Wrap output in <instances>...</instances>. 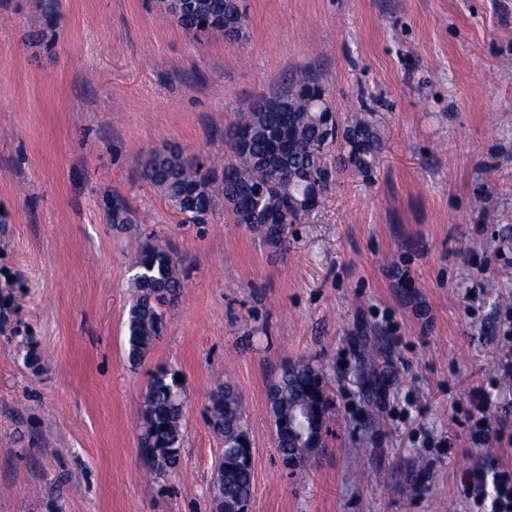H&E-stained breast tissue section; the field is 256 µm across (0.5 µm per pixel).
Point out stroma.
I'll return each mask as SVG.
<instances>
[{"instance_id": "stroma-1", "label": "stroma", "mask_w": 512, "mask_h": 512, "mask_svg": "<svg viewBox=\"0 0 512 512\" xmlns=\"http://www.w3.org/2000/svg\"><path fill=\"white\" fill-rule=\"evenodd\" d=\"M242 40H196L155 0H0V512H210L224 443L205 422L241 395L249 512H477L476 463L512 469V0H246ZM301 73L340 124L372 112L383 147L264 246L216 208L197 223L142 177L153 150L207 162L224 128ZM116 196L131 224H111ZM490 199L491 212L478 202ZM185 286L139 366L125 354L131 244ZM37 354L32 365L19 348ZM322 367L333 407L304 468L267 406L283 367ZM179 372L180 464L147 476L151 374ZM503 437L471 441L481 414Z\"/></svg>"}]
</instances>
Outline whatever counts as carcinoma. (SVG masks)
<instances>
[{"mask_svg":"<svg viewBox=\"0 0 512 512\" xmlns=\"http://www.w3.org/2000/svg\"><path fill=\"white\" fill-rule=\"evenodd\" d=\"M186 33L200 37L220 32L233 41L244 35L247 13L242 0H158ZM324 89L303 76L280 95L256 101L235 117L225 130L233 159L224 163L223 197L211 189L216 173L174 148L152 151L142 163L145 180L183 214L204 218L219 204L256 233L270 248L286 246L288 225L305 214L301 203L315 184L326 190L333 181L328 153L337 147L355 170L366 172L380 150L382 136L373 113L358 112L343 128H328L327 104L316 103ZM109 221L131 224L133 212L118 198L104 202ZM134 292L124 322L128 361L138 365L161 339L166 328L165 306L181 293L176 260L159 244L144 242L131 257ZM178 372L167 367L152 375L141 415L140 451L149 470L162 476L177 467L184 440L183 385ZM322 370L298 360L285 366L268 391L275 439L283 462L294 457L298 466L307 461L309 448H296L288 440V423L309 403L331 402L319 386ZM208 425L224 443V453L212 476L211 512H237L240 501L253 490L252 448L242 399L231 386L210 395Z\"/></svg>","mask_w":512,"mask_h":512,"instance_id":"carcinoma-1","label":"carcinoma"}]
</instances>
